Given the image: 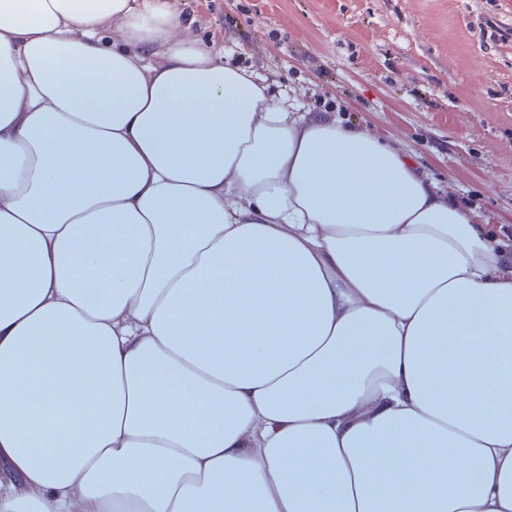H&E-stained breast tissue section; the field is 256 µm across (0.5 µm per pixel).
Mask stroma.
Listing matches in <instances>:
<instances>
[{"mask_svg": "<svg viewBox=\"0 0 512 512\" xmlns=\"http://www.w3.org/2000/svg\"><path fill=\"white\" fill-rule=\"evenodd\" d=\"M303 112L401 146L512 248V0H173Z\"/></svg>", "mask_w": 512, "mask_h": 512, "instance_id": "35a3bbf8", "label": "stroma"}]
</instances>
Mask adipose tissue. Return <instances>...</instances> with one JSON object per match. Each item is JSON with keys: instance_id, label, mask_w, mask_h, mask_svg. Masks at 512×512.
<instances>
[{"instance_id": "ef3b65f1", "label": "adipose tissue", "mask_w": 512, "mask_h": 512, "mask_svg": "<svg viewBox=\"0 0 512 512\" xmlns=\"http://www.w3.org/2000/svg\"><path fill=\"white\" fill-rule=\"evenodd\" d=\"M0 512H512V253L170 0H0Z\"/></svg>"}]
</instances>
